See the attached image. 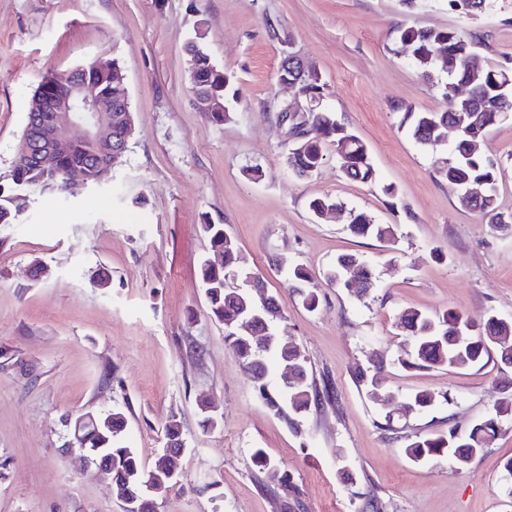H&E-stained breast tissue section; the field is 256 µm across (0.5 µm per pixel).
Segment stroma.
Wrapping results in <instances>:
<instances>
[{"label": "stroma", "mask_w": 512, "mask_h": 512, "mask_svg": "<svg viewBox=\"0 0 512 512\" xmlns=\"http://www.w3.org/2000/svg\"><path fill=\"white\" fill-rule=\"evenodd\" d=\"M410 27L464 30L487 64L512 69V0H491L472 19L448 0H0V182L45 74L117 61L135 125L108 181L61 196L32 189L29 209L0 224V512H125L99 469L65 450L70 417L115 410L148 466L166 445L168 417L182 424L183 487L157 512H360L367 502L379 512H512L502 488L512 420L461 470L404 453L415 437L466 428L511 385L493 359L465 370L395 366L411 345L400 313L512 321V233L459 204L439 176L448 148L424 149L400 124L403 109L445 107L401 49L398 32ZM283 36L319 73L323 107L366 144L375 183L346 179L329 145L311 177L288 170L279 116L309 103L278 82ZM197 38L230 78L221 125L193 105L184 47ZM485 150L502 163L499 202L512 211V119L491 128ZM249 167L262 169L260 181L244 177ZM321 196L344 205L336 220L310 212ZM352 210L396 225L395 242L353 235ZM206 219L235 237L313 380L336 393L297 426L256 395L208 313ZM345 253L375 271L364 298L325 276ZM293 264L312 273L316 311L288 285ZM373 366L401 398L433 392L434 407L379 405L354 382ZM203 399L216 428L200 425ZM258 448L297 493L266 484L251 459Z\"/></svg>", "instance_id": "35a3bbf8"}]
</instances>
